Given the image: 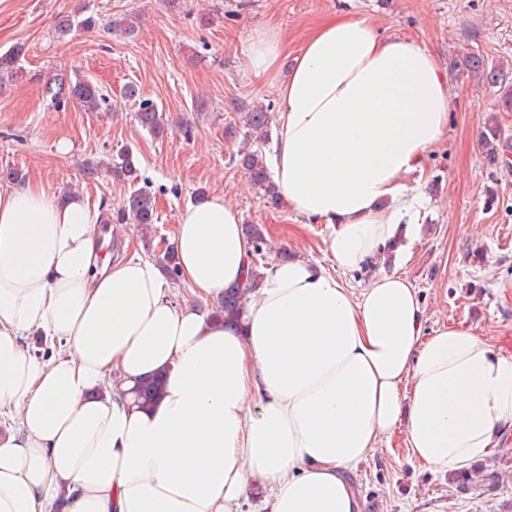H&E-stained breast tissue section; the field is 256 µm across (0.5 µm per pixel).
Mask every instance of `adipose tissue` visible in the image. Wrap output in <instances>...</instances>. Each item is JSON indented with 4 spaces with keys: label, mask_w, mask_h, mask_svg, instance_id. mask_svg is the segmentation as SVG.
Returning <instances> with one entry per match:
<instances>
[{
    "label": "adipose tissue",
    "mask_w": 512,
    "mask_h": 512,
    "mask_svg": "<svg viewBox=\"0 0 512 512\" xmlns=\"http://www.w3.org/2000/svg\"><path fill=\"white\" fill-rule=\"evenodd\" d=\"M275 29L244 52L278 84L273 179L299 216L327 225V261L263 266L243 326L171 301L157 265L101 257L82 195L0 185V512H362L351 472L403 429L411 461L439 473L512 435V355L455 324L424 334L417 289L379 267L419 227L404 179L448 124L449 77L414 42L339 15L306 37L287 76ZM188 286L214 300L242 282L252 246L213 193L176 235ZM39 333L48 360L28 354ZM160 372L161 398L130 407Z\"/></svg>",
    "instance_id": "ef3b65f1"
}]
</instances>
